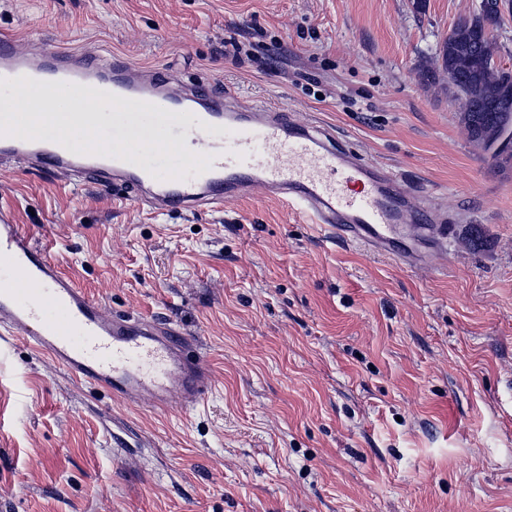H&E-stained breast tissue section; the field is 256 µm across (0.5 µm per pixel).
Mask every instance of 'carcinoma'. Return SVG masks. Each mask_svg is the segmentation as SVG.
<instances>
[{"instance_id":"1","label":"carcinoma","mask_w":512,"mask_h":512,"mask_svg":"<svg viewBox=\"0 0 512 512\" xmlns=\"http://www.w3.org/2000/svg\"><path fill=\"white\" fill-rule=\"evenodd\" d=\"M503 20L504 16L492 14L486 0H480L477 13L459 20L452 38L440 43L436 68L422 70L428 82L436 80L439 70L450 75L448 93L459 103V121L469 141L485 150L500 127L512 125V111L504 103L512 93V78L490 59L484 39L485 28L499 27Z\"/></svg>"}]
</instances>
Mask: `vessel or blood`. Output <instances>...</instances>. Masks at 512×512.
Listing matches in <instances>:
<instances>
[{
  "label": "vessel or blood",
  "mask_w": 512,
  "mask_h": 512,
  "mask_svg": "<svg viewBox=\"0 0 512 512\" xmlns=\"http://www.w3.org/2000/svg\"><path fill=\"white\" fill-rule=\"evenodd\" d=\"M105 106L107 123L88 131L64 121L72 92ZM25 94L29 106L16 105ZM61 99L52 118L36 112L44 95ZM177 152L179 171L146 162ZM25 160L50 173L72 172L99 190L133 191L154 211L219 210L255 187L306 215L327 237L370 251L422 261L423 246L443 247L440 217L423 211L411 224L409 194L393 174L357 159L327 128L296 122L268 105L242 108L233 96L184 87L166 71L143 76L47 49L35 56L0 37V162ZM0 325L48 353L78 379L128 403L149 398L169 410L172 398L197 407L208 392L199 360L180 333L153 318L103 315L64 276L10 212L0 210Z\"/></svg>",
  "instance_id": "vessel-or-blood-1"
}]
</instances>
